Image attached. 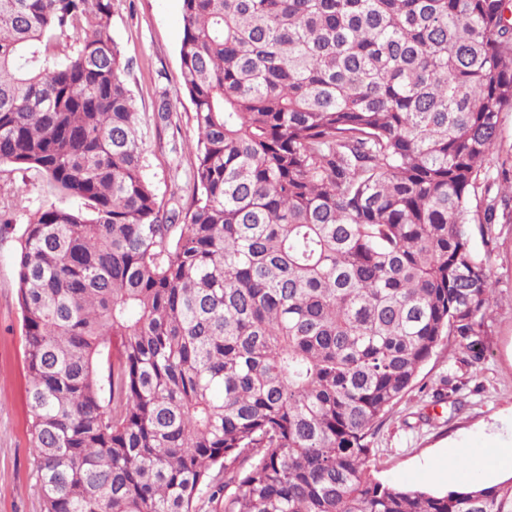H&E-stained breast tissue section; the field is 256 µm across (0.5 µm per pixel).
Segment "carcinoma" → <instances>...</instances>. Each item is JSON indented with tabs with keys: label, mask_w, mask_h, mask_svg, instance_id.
Instances as JSON below:
<instances>
[{
	"label": "carcinoma",
	"mask_w": 512,
	"mask_h": 512,
	"mask_svg": "<svg viewBox=\"0 0 512 512\" xmlns=\"http://www.w3.org/2000/svg\"><path fill=\"white\" fill-rule=\"evenodd\" d=\"M181 2L198 137L171 224L113 0H0V165L59 196L15 258L43 512H512V477L372 474L440 343L489 350L468 224L512 0ZM508 204L484 192L481 234Z\"/></svg>",
	"instance_id": "1"
}]
</instances>
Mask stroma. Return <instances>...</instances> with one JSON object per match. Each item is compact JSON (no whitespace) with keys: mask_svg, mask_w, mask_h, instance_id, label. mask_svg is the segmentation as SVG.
<instances>
[{"mask_svg":"<svg viewBox=\"0 0 512 512\" xmlns=\"http://www.w3.org/2000/svg\"><path fill=\"white\" fill-rule=\"evenodd\" d=\"M110 34L130 60L127 80L144 116V176L162 208L184 212L194 192L197 131L194 106L180 85L181 2L114 0ZM500 120V144L485 165V184L512 198V112L501 113ZM55 201L39 173L0 166V214L12 219L0 229V512H41L14 258L30 215ZM471 243L476 252L491 254L489 351L472 367L447 346L435 350L375 431V475L386 484L444 492L472 480L495 484L512 476L493 459L495 449L512 448V213L499 218L489 236L472 231ZM454 398L460 410L451 408ZM455 454L484 459L487 466H449Z\"/></svg>","mask_w":512,"mask_h":512,"instance_id":"obj_1","label":"stroma"}]
</instances>
